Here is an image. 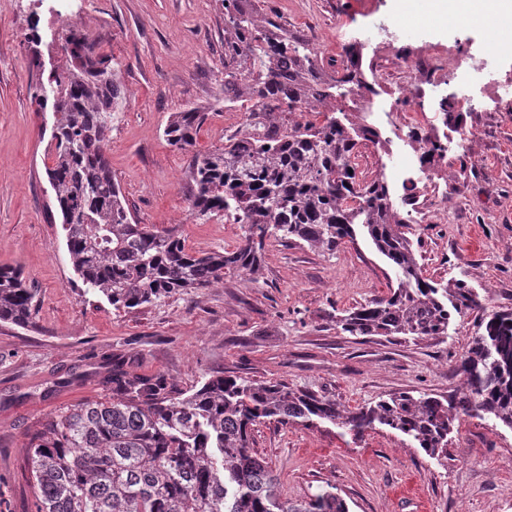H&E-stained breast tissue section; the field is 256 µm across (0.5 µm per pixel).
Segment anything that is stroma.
<instances>
[{
    "label": "stroma",
    "instance_id": "1",
    "mask_svg": "<svg viewBox=\"0 0 512 512\" xmlns=\"http://www.w3.org/2000/svg\"><path fill=\"white\" fill-rule=\"evenodd\" d=\"M75 23L49 24L37 0H0V266L19 268L37 294L32 326L0 322V512H35L26 467L29 435L60 409L111 397L112 375L162 378L189 392L211 376L282 382L353 410L405 391L452 395L454 367L478 330L480 312L458 318L444 340L354 337L342 312L387 296L391 265L365 235L329 254L303 242L270 240L257 274L230 271L207 288L117 310L86 294L66 248L46 170L55 115L34 94L44 70L65 64L70 28L83 30L93 57L122 76L106 158L137 223L175 229L188 249L234 250L245 227L192 218L189 163L223 147L243 121L225 109L221 0H77ZM290 29L314 34L320 61L336 57V33L363 43L390 21L400 32L386 79L401 78L423 41L463 53L489 52L493 72L512 71L494 35L423 13L422 0H255ZM49 29L34 42L26 31ZM465 118L479 130L474 150L448 153L457 182L410 225L427 278L465 279L487 309L512 308V102ZM205 112L194 144H169L172 113ZM252 447L278 478L283 497L306 499L336 486L349 512H512V429L465 417L448 455L429 458L379 427L362 439L334 426L274 420L256 426Z\"/></svg>",
    "mask_w": 512,
    "mask_h": 512
}]
</instances>
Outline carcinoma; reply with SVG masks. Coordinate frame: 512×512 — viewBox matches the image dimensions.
<instances>
[{
    "label": "carcinoma",
    "instance_id": "cac0c4a2",
    "mask_svg": "<svg viewBox=\"0 0 512 512\" xmlns=\"http://www.w3.org/2000/svg\"><path fill=\"white\" fill-rule=\"evenodd\" d=\"M224 2V94L246 110L224 147L192 159L191 215H222L247 230L232 251L195 255L172 230L132 223L105 156L112 109L124 92L120 72L89 55L88 36L70 30L67 63L49 73L37 104L56 121L54 164L47 175L66 246L85 292L130 310L206 288L224 271L255 274L267 240L303 241L326 252L355 242L362 227L399 273L390 295L356 308L336 324L351 336H448L455 317L483 306L463 279L423 275L414 241L393 208L382 177L366 180L351 163L374 129L345 108L356 81L353 50L338 74L309 58V41L265 15L252 0ZM323 116L316 124L296 113ZM205 113L172 114L167 141L192 145ZM35 292L21 272L0 267V321L32 324ZM450 399L403 392L355 410L284 383L215 376L190 394H170L160 379L112 378L116 396L68 407L30 437L28 468L35 512H348L334 485L294 503L253 451L251 434L266 420L305 427L331 424L359 438L393 430L432 459L446 455L460 416L512 429V310L483 315L455 367Z\"/></svg>",
    "mask_w": 512,
    "mask_h": 512
}]
</instances>
